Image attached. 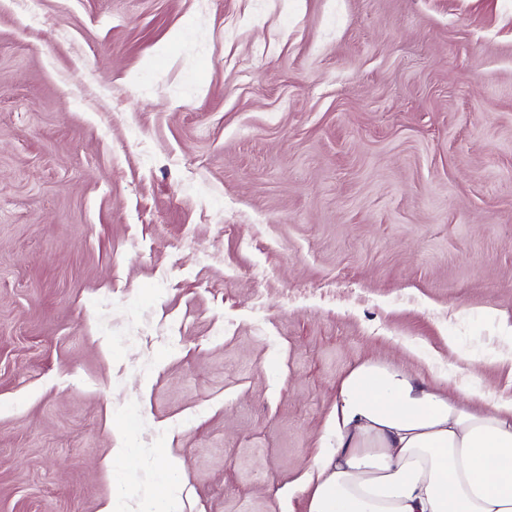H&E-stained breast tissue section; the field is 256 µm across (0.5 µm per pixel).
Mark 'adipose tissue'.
I'll use <instances>...</instances> for the list:
<instances>
[{
    "label": "adipose tissue",
    "instance_id": "obj_1",
    "mask_svg": "<svg viewBox=\"0 0 512 512\" xmlns=\"http://www.w3.org/2000/svg\"><path fill=\"white\" fill-rule=\"evenodd\" d=\"M482 401L457 402L396 365H355L307 512H512V399Z\"/></svg>",
    "mask_w": 512,
    "mask_h": 512
}]
</instances>
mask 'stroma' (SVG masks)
<instances>
[{"label":"stroma","mask_w":512,"mask_h":512,"mask_svg":"<svg viewBox=\"0 0 512 512\" xmlns=\"http://www.w3.org/2000/svg\"><path fill=\"white\" fill-rule=\"evenodd\" d=\"M366 360L512 397V0H0V512H306Z\"/></svg>","instance_id":"1"}]
</instances>
